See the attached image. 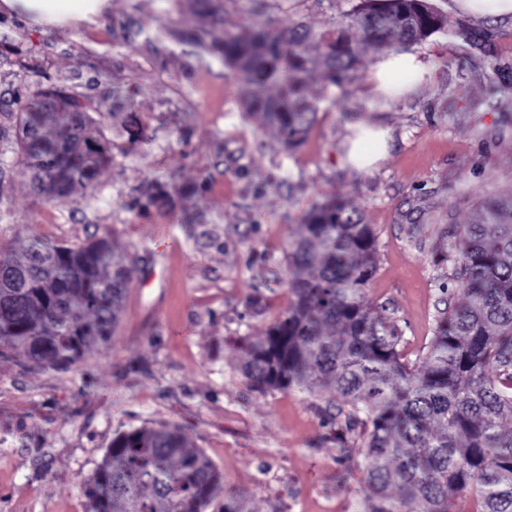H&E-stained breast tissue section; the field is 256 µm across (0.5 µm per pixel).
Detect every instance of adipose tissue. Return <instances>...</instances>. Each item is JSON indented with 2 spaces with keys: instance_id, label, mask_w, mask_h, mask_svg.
<instances>
[{
  "instance_id": "1",
  "label": "adipose tissue",
  "mask_w": 512,
  "mask_h": 512,
  "mask_svg": "<svg viewBox=\"0 0 512 512\" xmlns=\"http://www.w3.org/2000/svg\"><path fill=\"white\" fill-rule=\"evenodd\" d=\"M108 6V0H0V11L27 16L38 25L93 23ZM431 58L416 50L381 56L369 72V91L372 96L387 93L389 100H397L398 92L389 88L388 78L405 72L410 76L409 89L416 87L431 72ZM353 139L349 157L364 170L374 169L385 157L388 129L371 128L362 123L352 126Z\"/></svg>"
}]
</instances>
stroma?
I'll list each match as a JSON object with an SVG mask.
<instances>
[{
  "label": "stroma",
  "instance_id": "1",
  "mask_svg": "<svg viewBox=\"0 0 512 512\" xmlns=\"http://www.w3.org/2000/svg\"><path fill=\"white\" fill-rule=\"evenodd\" d=\"M354 0H226L236 31L275 22L321 29ZM467 43L438 33L418 48L434 68L392 105L368 92L378 51L361 47L346 92L309 85L315 122L296 148L243 111V81L177 37L211 26L197 0H109L98 23L39 26L0 16V93L63 89L103 112L112 161L79 206L38 198L17 163L16 119L0 111V252L32 236L109 237L129 287L108 342L68 372L0 347V512H88L82 493L117 432L177 426L224 477L206 512H359L358 458L334 439V390L251 389L247 345L288 307L286 256L315 203L354 202L377 238L366 299L402 331L421 364L444 293L461 303L433 246L475 223L483 201L512 195V17L460 13L431 0ZM500 91L490 94V83ZM393 139L377 170L342 162L349 127Z\"/></svg>",
  "mask_w": 512,
  "mask_h": 512
}]
</instances>
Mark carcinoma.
Segmentation results:
<instances>
[{
    "label": "carcinoma",
    "instance_id": "1",
    "mask_svg": "<svg viewBox=\"0 0 512 512\" xmlns=\"http://www.w3.org/2000/svg\"><path fill=\"white\" fill-rule=\"evenodd\" d=\"M201 13L224 25L181 41L221 55L244 77L242 105L294 147L311 129L313 76L341 90L356 80L361 45L388 51L438 32L463 41L430 0H360L316 31L304 23L232 31L222 0ZM69 99L75 110L44 107ZM67 115L65 121L58 115ZM21 164L32 190L58 204L93 190L111 160L108 141L81 99L62 89L28 99L17 117ZM435 252L448 260L464 302L439 312L423 365L400 360L401 331L373 310L365 291L376 272V239L358 207L323 201L307 212L286 257L292 301L248 344L243 374L267 392L330 387L349 409L344 433L359 425L360 448L339 436L340 452L362 458L363 512H448L449 494L475 491L480 512H512V196L483 203L463 235ZM129 280L105 237L68 244L30 238L23 257L0 255V346L45 371H66L106 343ZM222 476L176 426L136 429L112 445L83 483L89 512H204Z\"/></svg>",
    "mask_w": 512,
    "mask_h": 512
}]
</instances>
